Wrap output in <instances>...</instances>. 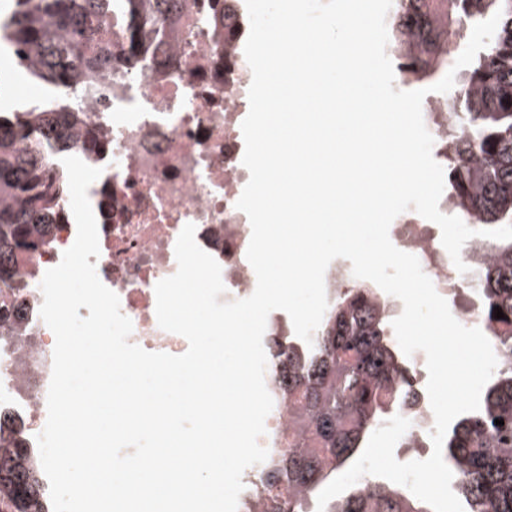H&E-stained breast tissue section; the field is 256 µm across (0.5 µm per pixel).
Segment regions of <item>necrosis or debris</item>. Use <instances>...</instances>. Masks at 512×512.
I'll list each match as a JSON object with an SVG mask.
<instances>
[{"mask_svg":"<svg viewBox=\"0 0 512 512\" xmlns=\"http://www.w3.org/2000/svg\"><path fill=\"white\" fill-rule=\"evenodd\" d=\"M203 2L182 0L181 17L164 23L162 39L147 38V48L156 51L148 69L121 80L101 75L97 93L80 103L83 128L111 145L87 160L102 170L88 190L98 224V276L133 324L131 343L172 355L185 353L188 342L159 327L155 286L176 272L175 243L186 224L195 225L197 244L221 267L222 301L250 296L257 283L246 257L251 225L236 207L249 179L241 124L252 72L241 43L194 34L205 21ZM57 224L52 248L33 260L35 278L22 280V335H0V413L21 423L33 452L47 422L55 346L39 314L40 283L76 239L69 199L60 203ZM389 237L418 258L441 296L455 300L462 325L479 326L477 288L457 271L433 222L406 211L392 222ZM401 414L411 426L398 448L431 447L434 414L421 382H414Z\"/></svg>","mask_w":512,"mask_h":512,"instance_id":"obj_1","label":"necrosis or debris"}]
</instances>
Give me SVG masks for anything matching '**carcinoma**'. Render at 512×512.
I'll return each mask as SVG.
<instances>
[{
    "instance_id": "cac0c4a2",
    "label": "carcinoma",
    "mask_w": 512,
    "mask_h": 512,
    "mask_svg": "<svg viewBox=\"0 0 512 512\" xmlns=\"http://www.w3.org/2000/svg\"><path fill=\"white\" fill-rule=\"evenodd\" d=\"M178 0H15L0 18V43L17 68L51 87L35 109L0 114V327L19 329L23 294L15 285L36 253L52 244L53 220L68 185L51 175V158L28 146L39 127L56 150L97 153L100 139L76 136L83 113L74 110L103 71L118 76L147 68L145 38ZM227 0H208L212 36ZM502 10L494 37L465 71L448 100L449 196L479 225L512 224V0H396L389 49L397 71L423 81L448 68L452 40L466 26ZM119 35L112 46L110 29ZM479 315L495 336L497 368L477 412L458 417L444 443L465 512H512V241L483 239L478 258ZM501 308L505 318L494 317ZM392 314L377 288L354 280L337 289L313 346L278 336L269 347L273 391L297 404L288 448L276 450L258 472L267 495L262 512H303L346 471L371 434L397 415L412 386L406 355L394 338ZM504 420L498 426L495 420ZM20 434L0 414V506L39 510V479L28 465ZM325 512H432L406 488L371 478L331 499Z\"/></svg>"
}]
</instances>
